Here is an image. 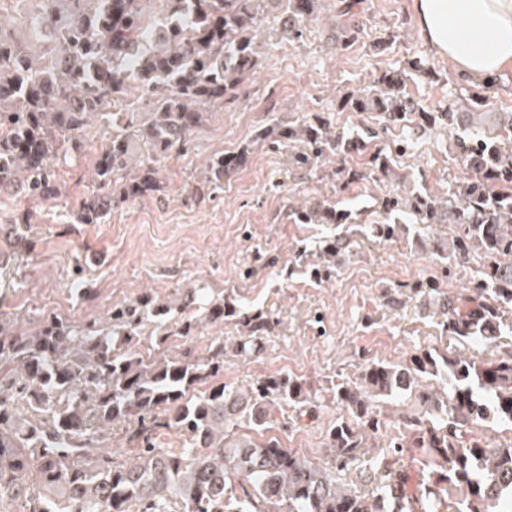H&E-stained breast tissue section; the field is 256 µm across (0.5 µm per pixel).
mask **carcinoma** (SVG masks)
<instances>
[{
    "mask_svg": "<svg viewBox=\"0 0 512 512\" xmlns=\"http://www.w3.org/2000/svg\"><path fill=\"white\" fill-rule=\"evenodd\" d=\"M21 26L38 47L0 26V195L47 201L62 196L55 164L80 157L104 131L93 160L94 189L72 207L77 224H100L127 201L159 189L157 164L186 155L224 101L257 74L265 58L257 40H298L318 20L320 0H27ZM410 74L384 70L342 106L375 112L407 126L418 107L405 95ZM148 100L137 112L130 90ZM473 91L421 126L455 132L453 150L468 177L446 197L402 190L384 203L388 215L417 224L456 228L449 244L433 240L452 262L479 252L481 276L464 297L442 305L443 330L457 340L495 348L512 314V113L486 112ZM327 122L272 125L256 135L271 148L295 145L301 168L343 154L349 143ZM408 140L371 153L373 173L391 171L392 154ZM251 148L209 158L205 181L224 189V177L244 167ZM301 224H339L343 215L315 203L295 207ZM407 225L378 224L377 236L396 238ZM342 239L320 251L331 272ZM235 322V352L252 357L278 320L238 306L222 292L177 288L160 298L144 291L113 305L104 323H74L43 312L26 333L0 320V503L15 512H512V442L469 436L493 416L512 423V354L477 363L448 350L420 348L399 363L370 362L359 382L329 391L345 415L326 430L330 460L320 463L274 435L254 441L234 434L248 424L271 429L274 410L303 412L321 399L306 380L265 376L245 386L217 383L227 346L217 336L204 355L160 351L169 337L192 339L203 322ZM155 341L146 359L141 339ZM201 387L203 392L195 394ZM417 399L420 410L401 417L403 432L388 442L395 458H366L368 440L383 426L381 397ZM124 428L132 461L121 463L102 444L104 431ZM183 436V448H159L157 434ZM419 449L426 478L409 500L395 464L405 446ZM374 464L370 489L339 478Z\"/></svg>",
    "mask_w": 512,
    "mask_h": 512,
    "instance_id": "1",
    "label": "carcinoma"
}]
</instances>
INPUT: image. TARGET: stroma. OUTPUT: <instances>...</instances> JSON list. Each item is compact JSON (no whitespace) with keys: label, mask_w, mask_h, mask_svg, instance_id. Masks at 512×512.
<instances>
[{"label":"stroma","mask_w":512,"mask_h":512,"mask_svg":"<svg viewBox=\"0 0 512 512\" xmlns=\"http://www.w3.org/2000/svg\"><path fill=\"white\" fill-rule=\"evenodd\" d=\"M340 7V0H324L318 22L301 39L269 46L261 70L215 114L194 149L162 161L161 192L125 203L105 223L75 224L67 206L93 187L95 146L60 165L65 205H35L38 221L21 226V249L0 242L7 256L0 316L31 332L44 310L98 321L112 304L141 292L164 297L172 288L203 283L280 319L259 355L225 357L223 382L229 386L278 374L324 385L354 382L364 359L398 363L424 347L482 359L481 344L442 335L435 305L419 291L431 283L440 296L462 295L484 263L480 254L449 265L428 248L434 233L423 226L390 241L372 232L385 221L384 200L400 188L398 174L437 197L463 181L467 171L456 162L449 136L440 130L411 136L405 128L384 126L378 114L340 110L338 102L364 88L373 74L395 68L411 70L406 92L427 111L476 91L490 111L512 112V68L485 83L461 75L420 35L413 0H358L347 16ZM345 23L360 29L348 49L336 40ZM415 62L422 71H412ZM302 117L322 118L348 137L369 128L381 135L356 153L326 157L313 170L289 165L288 150L262 148L225 180L222 191L196 194L209 156L236 151L273 121ZM407 136L412 146L394 158L390 174L350 179V168L362 167L369 153ZM316 201L346 213V222L291 220V207ZM344 235L353 243L331 275L312 276L319 244ZM85 288L93 289V300H82ZM336 414L333 402L319 401L292 417L279 436L311 459H325L323 436Z\"/></svg>","instance_id":"1"}]
</instances>
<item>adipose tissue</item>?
Returning a JSON list of instances; mask_svg holds the SVG:
<instances>
[{
	"label": "adipose tissue",
	"mask_w": 512,
	"mask_h": 512,
	"mask_svg": "<svg viewBox=\"0 0 512 512\" xmlns=\"http://www.w3.org/2000/svg\"><path fill=\"white\" fill-rule=\"evenodd\" d=\"M413 9L424 40L472 79L512 64V0H414Z\"/></svg>",
	"instance_id": "1"
}]
</instances>
